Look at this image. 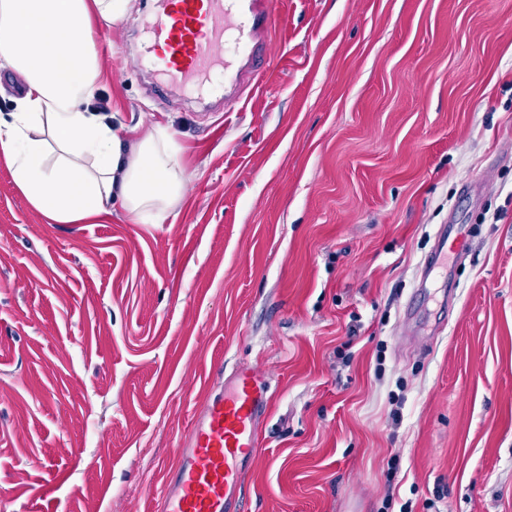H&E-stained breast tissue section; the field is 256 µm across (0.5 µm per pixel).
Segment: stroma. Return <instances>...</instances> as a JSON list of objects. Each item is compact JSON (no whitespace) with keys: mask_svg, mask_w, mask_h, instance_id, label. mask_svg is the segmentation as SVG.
I'll list each match as a JSON object with an SVG mask.
<instances>
[{"mask_svg":"<svg viewBox=\"0 0 512 512\" xmlns=\"http://www.w3.org/2000/svg\"><path fill=\"white\" fill-rule=\"evenodd\" d=\"M274 79L150 95L174 222L51 224L0 162V512H157L217 374L270 376L244 512H512V0H275ZM446 268L423 275L440 227Z\"/></svg>","mask_w":512,"mask_h":512,"instance_id":"stroma-1","label":"stroma"}]
</instances>
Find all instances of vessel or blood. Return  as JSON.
Segmentation results:
<instances>
[{"mask_svg": "<svg viewBox=\"0 0 512 512\" xmlns=\"http://www.w3.org/2000/svg\"><path fill=\"white\" fill-rule=\"evenodd\" d=\"M272 6L273 0H154L143 52L158 93L212 86L231 71L252 87L265 85L272 76ZM269 390L265 373L240 366L200 405L167 471L159 512H242Z\"/></svg>", "mask_w": 512, "mask_h": 512, "instance_id": "b4317fda", "label": "vessel or blood"}]
</instances>
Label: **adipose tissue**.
<instances>
[{"mask_svg": "<svg viewBox=\"0 0 512 512\" xmlns=\"http://www.w3.org/2000/svg\"><path fill=\"white\" fill-rule=\"evenodd\" d=\"M128 0H0V68L24 94L0 117V158L52 224H84L121 204L137 224L174 215L184 178L166 126H114L93 103L102 68L94 35L119 23Z\"/></svg>", "mask_w": 512, "mask_h": 512, "instance_id": "obj_1", "label": "adipose tissue"}]
</instances>
